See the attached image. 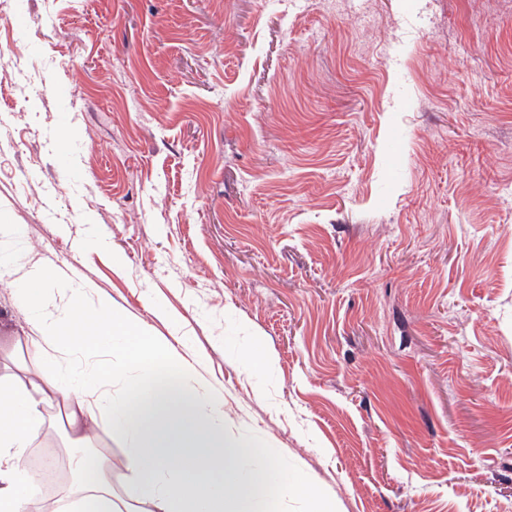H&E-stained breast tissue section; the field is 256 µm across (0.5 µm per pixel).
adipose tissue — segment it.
<instances>
[{"instance_id":"adipose-tissue-1","label":"adipose tissue","mask_w":512,"mask_h":512,"mask_svg":"<svg viewBox=\"0 0 512 512\" xmlns=\"http://www.w3.org/2000/svg\"><path fill=\"white\" fill-rule=\"evenodd\" d=\"M63 269L37 263L17 283L19 299L38 308L50 281L67 280ZM85 291H71L73 318L57 328L49 316L38 317L25 346L41 352L51 344H74L84 357L97 354L112 340L124 348L126 365L135 377L118 394L106 391L112 372L104 366L80 373L70 392L61 389L64 375L25 366L0 374V512H30L33 476L19 465L23 448L45 422L44 402L61 398L67 413L68 436L88 442L97 427L95 408H104L108 426L126 441L124 466L136 481L138 498L149 512H267V489L278 481L273 463L248 471L251 443L230 434L215 394L205 391L196 361L182 358L173 344H157L148 331L121 313L98 322L101 308L84 305ZM130 503L115 496L112 461L102 459L94 483L71 486L55 512H129Z\"/></svg>"}]
</instances>
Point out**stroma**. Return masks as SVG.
I'll return each mask as SVG.
<instances>
[{"label":"stroma","mask_w":512,"mask_h":512,"mask_svg":"<svg viewBox=\"0 0 512 512\" xmlns=\"http://www.w3.org/2000/svg\"><path fill=\"white\" fill-rule=\"evenodd\" d=\"M84 280L336 512H512V0H8L0 348ZM50 267L42 263H35L32 269L21 276L17 282L19 299L27 306L39 308L43 305L47 286L53 281H66L69 275L66 271L56 267L53 275H47Z\"/></svg>","instance_id":"obj_1"}]
</instances>
